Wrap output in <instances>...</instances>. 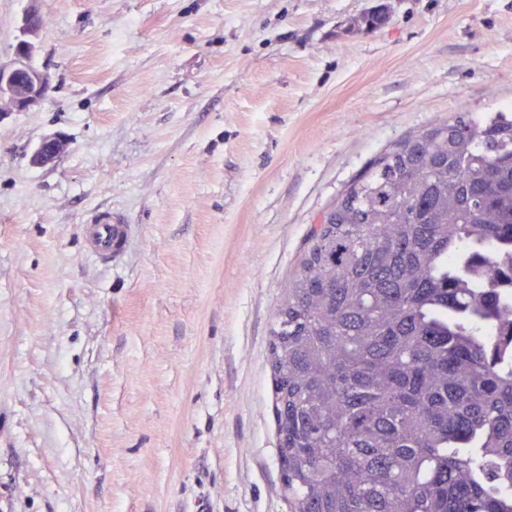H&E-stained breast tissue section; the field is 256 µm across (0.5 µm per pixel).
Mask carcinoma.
I'll list each match as a JSON object with an SVG mask.
<instances>
[{
    "label": "carcinoma",
    "mask_w": 512,
    "mask_h": 512,
    "mask_svg": "<svg viewBox=\"0 0 512 512\" xmlns=\"http://www.w3.org/2000/svg\"><path fill=\"white\" fill-rule=\"evenodd\" d=\"M271 331L288 512H512V110L355 178Z\"/></svg>",
    "instance_id": "cac0c4a2"
}]
</instances>
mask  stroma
I'll list each match as a JSON object with an SVG mask.
<instances>
[{
    "instance_id": "1",
    "label": "stroma",
    "mask_w": 512,
    "mask_h": 512,
    "mask_svg": "<svg viewBox=\"0 0 512 512\" xmlns=\"http://www.w3.org/2000/svg\"><path fill=\"white\" fill-rule=\"evenodd\" d=\"M32 9L46 95L0 116V512H288L283 291L375 157L512 105V0H0V62ZM103 212L110 264L81 237ZM83 231L92 246L90 252L107 261H112V258L122 253L128 238L126 225L112 224L110 217L97 223L84 224Z\"/></svg>"
}]
</instances>
